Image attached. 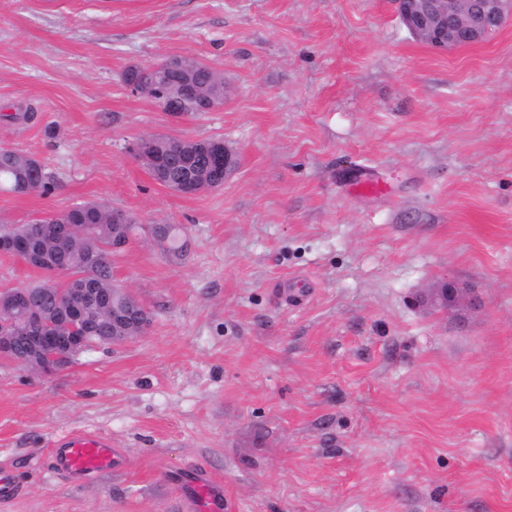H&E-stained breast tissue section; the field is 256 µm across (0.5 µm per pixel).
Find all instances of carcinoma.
<instances>
[{
    "label": "carcinoma",
    "instance_id": "1",
    "mask_svg": "<svg viewBox=\"0 0 512 512\" xmlns=\"http://www.w3.org/2000/svg\"><path fill=\"white\" fill-rule=\"evenodd\" d=\"M203 96L211 95L214 84L222 81L216 71L198 69L193 72ZM167 140L160 137L156 141V155L153 161L145 164L151 178L158 184L194 173L197 192L220 188L223 182L215 178L201 166L205 155L215 146V139H187L183 142L185 154L172 159L166 153ZM54 183L46 172L43 163L36 158L12 149L0 148V190L17 195H46L52 191ZM39 224L38 233H32V225ZM62 224H70L80 233L66 238L58 232ZM138 228L129 215L104 202H85L74 205L59 213H48L31 220L29 224L0 225V237L4 239L31 238V250L21 254L27 264L41 272L43 278L30 283L27 288L36 295L37 303L44 312L56 314V303L43 289L66 288L77 297L81 288L113 287L112 231H117L126 239H131ZM150 236L167 244L166 255L173 260L185 256V241L182 240L175 224H151ZM63 266L69 277L59 279L53 269Z\"/></svg>",
    "mask_w": 512,
    "mask_h": 512
}]
</instances>
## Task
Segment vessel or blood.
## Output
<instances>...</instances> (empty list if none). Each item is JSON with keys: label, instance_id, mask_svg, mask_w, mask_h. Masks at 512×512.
<instances>
[{"label": "vessel or blood", "instance_id": "obj_1", "mask_svg": "<svg viewBox=\"0 0 512 512\" xmlns=\"http://www.w3.org/2000/svg\"><path fill=\"white\" fill-rule=\"evenodd\" d=\"M57 467L74 476H91L119 462L110 440L97 435H70L57 444ZM180 512H224V486L211 471L200 468L178 478Z\"/></svg>", "mask_w": 512, "mask_h": 512}]
</instances>
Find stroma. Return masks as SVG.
<instances>
[{
	"instance_id": "35a3bbf8",
	"label": "stroma",
	"mask_w": 512,
	"mask_h": 512,
	"mask_svg": "<svg viewBox=\"0 0 512 512\" xmlns=\"http://www.w3.org/2000/svg\"><path fill=\"white\" fill-rule=\"evenodd\" d=\"M179 57L221 107L176 120L122 81ZM151 134L238 167L176 195L132 154ZM1 147L56 188L0 192V224L104 201L187 249L116 260L144 335L52 375L0 358V512H176L199 465L224 512H512L511 22L438 52L394 0H0ZM447 279L483 308L416 304ZM72 433L122 466L57 470ZM150 236L168 245L166 255L173 260H182L185 256V241L182 240L175 224H149Z\"/></svg>"
}]
</instances>
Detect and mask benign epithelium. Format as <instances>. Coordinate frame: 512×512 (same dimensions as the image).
<instances>
[{
  "label": "benign epithelium",
  "mask_w": 512,
  "mask_h": 512,
  "mask_svg": "<svg viewBox=\"0 0 512 512\" xmlns=\"http://www.w3.org/2000/svg\"><path fill=\"white\" fill-rule=\"evenodd\" d=\"M401 21L410 35L437 51L480 43L512 21V0H395ZM158 84L175 89L170 97L156 101L170 117L178 119L196 109L198 89L187 77L171 72L162 64L148 68ZM211 172L229 179L237 168L233 152L222 142L204 160ZM131 294L126 288L112 293V327L137 325L146 331L148 323L129 308L122 296ZM419 302L428 307L454 311L460 307L477 310L481 299L468 289L448 280L427 289ZM6 311L18 313L22 321L11 319L0 323V358L29 367L39 373H52L69 365L84 350L104 344L94 335L93 324L72 315L62 322L44 320L34 305L30 291L12 289L4 300Z\"/></svg>",
  "instance_id": "7a95c632"
}]
</instances>
